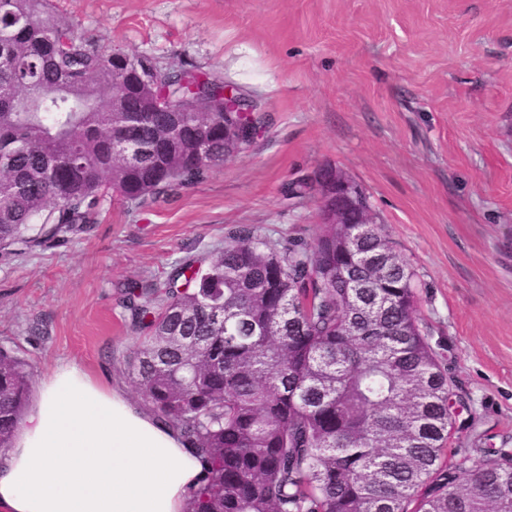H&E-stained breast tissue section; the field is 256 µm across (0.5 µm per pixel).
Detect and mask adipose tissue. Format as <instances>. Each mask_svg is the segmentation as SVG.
Wrapping results in <instances>:
<instances>
[{
  "mask_svg": "<svg viewBox=\"0 0 512 512\" xmlns=\"http://www.w3.org/2000/svg\"><path fill=\"white\" fill-rule=\"evenodd\" d=\"M202 476L149 408L79 365H59L0 450V512H185Z\"/></svg>",
  "mask_w": 512,
  "mask_h": 512,
  "instance_id": "ef3b65f1",
  "label": "adipose tissue"
}]
</instances>
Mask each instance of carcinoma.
Instances as JSON below:
<instances>
[{"label": "carcinoma", "mask_w": 512, "mask_h": 512, "mask_svg": "<svg viewBox=\"0 0 512 512\" xmlns=\"http://www.w3.org/2000/svg\"><path fill=\"white\" fill-rule=\"evenodd\" d=\"M224 80L165 68L155 95L186 107ZM143 112L112 48L81 37L50 0H0V250L95 224L102 191L157 198L239 149L224 121ZM362 224H322L280 249L241 225L224 248L142 279L122 305L143 336L128 375L204 464L185 512H512V459L448 470V374L415 317L405 263ZM0 349V449L33 394Z\"/></svg>", "instance_id": "cac0c4a2"}]
</instances>
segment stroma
Masks as SVG:
<instances>
[{"instance_id": "obj_1", "label": "stroma", "mask_w": 512, "mask_h": 512, "mask_svg": "<svg viewBox=\"0 0 512 512\" xmlns=\"http://www.w3.org/2000/svg\"><path fill=\"white\" fill-rule=\"evenodd\" d=\"M93 43L223 77L265 122L206 178L138 204L106 193L85 233L0 251V348L35 377L78 364L143 398L121 296L241 225L312 240L314 175L368 196L414 273L419 328L464 406L448 462L512 459V0H53Z\"/></svg>"}]
</instances>
